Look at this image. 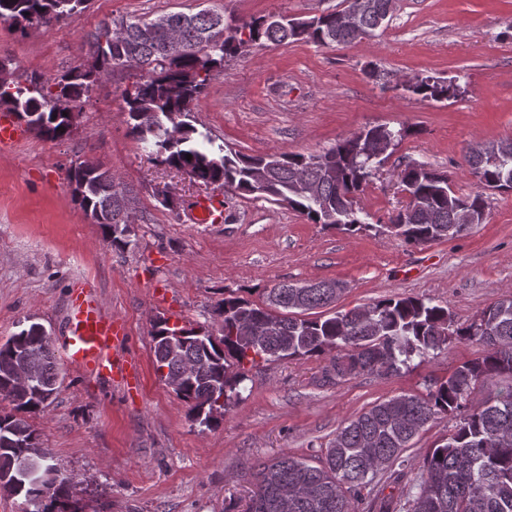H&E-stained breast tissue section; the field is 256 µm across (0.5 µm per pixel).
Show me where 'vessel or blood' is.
<instances>
[{
    "label": "vessel or blood",
    "mask_w": 512,
    "mask_h": 512,
    "mask_svg": "<svg viewBox=\"0 0 512 512\" xmlns=\"http://www.w3.org/2000/svg\"><path fill=\"white\" fill-rule=\"evenodd\" d=\"M22 125L12 113H0V148L21 142ZM224 211V199L210 196L192 203L189 218L196 224L215 223ZM128 338L125 322L106 313L93 289L78 285L69 295L66 332L59 341L64 358L78 370L106 384L126 387L137 383L139 367L132 357L123 355Z\"/></svg>",
    "instance_id": "1"
}]
</instances>
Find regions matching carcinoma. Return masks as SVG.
<instances>
[{"instance_id": "1", "label": "carcinoma", "mask_w": 512, "mask_h": 512, "mask_svg": "<svg viewBox=\"0 0 512 512\" xmlns=\"http://www.w3.org/2000/svg\"><path fill=\"white\" fill-rule=\"evenodd\" d=\"M90 0H0V22L38 29L66 20ZM391 0H344L341 10L307 20L280 17L241 19L226 24L224 12L165 13L154 18L104 20L87 39L88 63L65 71L48 89L34 74L12 78L0 60V107L49 140L72 133V113L82 110L95 86L116 70L139 69L124 93L127 132L144 144L148 157L195 181L286 204L313 224L358 231L365 226L358 195L385 159L411 131L376 125L317 154L246 155L217 144L190 118L211 73L237 53L243 39L259 44L312 41L349 46L369 36L386 18ZM407 90L424 98L455 97L448 80L422 77ZM192 159H186V155ZM465 164L478 190L456 195L448 175L409 162L399 177L407 205L388 219L389 231L425 245L466 234L467 213L480 224L487 192H512V139L472 148ZM73 197L117 250L129 244V200L99 164H75L66 171ZM341 294L337 282L319 280L298 288L282 282L255 303L232 294L217 302L218 342L203 329L170 325L162 318L153 330L156 370L165 380L190 366L173 391L187 404L190 419L205 412L206 428L219 427L224 413L242 398L244 365L298 357L328 356L325 383L370 374L408 372L448 346L443 332L453 324L448 307L405 296L388 298L329 315L321 312ZM318 315H312V311ZM181 333L178 352L168 339ZM457 340L484 346L477 358L458 365L422 396L401 394L376 403L341 423L324 456L311 464L283 454L258 462L246 512H279V495L300 487L290 512H357L358 497L384 471L405 466L413 439L440 416L459 421L448 438L430 449L419 466L411 512H512V383L478 406L468 397L474 386L505 376L512 380V298L488 305L480 318L452 329ZM59 360L50 339L25 327L0 343V494L21 500L30 512H81L74 477L46 465L47 450L31 418L59 389ZM224 396L217 404L214 394ZM33 457L37 472L22 478L18 468ZM402 496L376 498L378 512H401Z\"/></svg>"}]
</instances>
